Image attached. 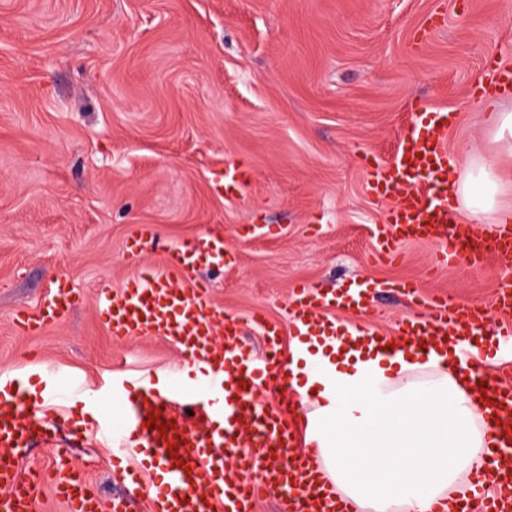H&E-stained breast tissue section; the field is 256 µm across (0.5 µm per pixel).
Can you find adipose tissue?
Returning a JSON list of instances; mask_svg holds the SVG:
<instances>
[{
	"mask_svg": "<svg viewBox=\"0 0 512 512\" xmlns=\"http://www.w3.org/2000/svg\"><path fill=\"white\" fill-rule=\"evenodd\" d=\"M500 176L493 163L472 164L456 191L473 220L512 211L498 208ZM291 364L295 387L315 394L314 437L337 489L372 512H433L462 475L478 465L485 443L477 405L449 376L450 358L376 349L343 351L337 340H313ZM319 363L309 374L306 365ZM425 367L435 374L416 380Z\"/></svg>",
	"mask_w": 512,
	"mask_h": 512,
	"instance_id": "obj_1",
	"label": "adipose tissue"
}]
</instances>
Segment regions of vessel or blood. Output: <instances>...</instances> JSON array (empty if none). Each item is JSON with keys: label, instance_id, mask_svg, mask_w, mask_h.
<instances>
[{"label": "vessel or blood", "instance_id": "obj_1", "mask_svg": "<svg viewBox=\"0 0 512 512\" xmlns=\"http://www.w3.org/2000/svg\"><path fill=\"white\" fill-rule=\"evenodd\" d=\"M478 95L512 93V70L487 67L474 89ZM414 125L393 160L377 167L369 182L374 199L390 203L391 228L379 248L393 260L405 241L430 245L437 265L464 264L473 270L495 263L498 279L491 306L456 303L436 295L386 333L363 323L383 283L363 281L345 291L322 292L306 284L293 287L291 333L332 336L333 309L359 315L352 324L355 347L403 346L435 353L455 349L467 363L464 388L480 397L487 433V460L459 497L453 512H512V350L487 354L482 325L490 312L498 321L493 339L512 347V226L487 230L449 219L448 148L444 134L455 121L449 110L413 107ZM250 170L244 163L225 169L212 187L225 198L238 197ZM231 244L220 226L169 249L165 269H144L119 290L101 289L98 302L115 339L159 336L176 347L182 363L165 380L112 377V390L101 396V416L79 426L80 434L113 445V465L137 490L145 512H256L271 501L277 512H357L324 476L313 439L312 402L285 381L288 360L280 348V327L256 310L251 320L264 335L263 359L245 352L238 341L240 321L226 315L199 283L201 263L223 262ZM81 295L56 280L44 298L45 309L17 311L14 324L34 331L57 322L80 302ZM281 385L276 404L263 402L269 382ZM44 401H81L77 381L52 373L42 377ZM157 412L165 430L149 429ZM54 422L21 389L16 377L0 375V512H34L43 484L52 485L69 512H126L124 499L109 501L91 491L71 458L54 457L51 477L23 479L20 460L34 438L51 441ZM161 481H145L144 470Z\"/></svg>", "mask_w": 512, "mask_h": 512}]
</instances>
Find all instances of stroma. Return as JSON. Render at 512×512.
Listing matches in <instances>:
<instances>
[{
  "instance_id": "obj_1",
  "label": "stroma",
  "mask_w": 512,
  "mask_h": 512,
  "mask_svg": "<svg viewBox=\"0 0 512 512\" xmlns=\"http://www.w3.org/2000/svg\"><path fill=\"white\" fill-rule=\"evenodd\" d=\"M491 55L512 68V0H0V373L51 368L94 397L117 367L165 377L179 353L157 336L114 339L98 292L162 268L168 248L213 224L234 251L198 278L242 320L263 309L287 325L298 283L491 302L494 264L437 268L422 244L376 261L389 206L368 187L369 162L392 159L421 102L457 115L449 182L471 158L492 161L512 208V155L470 93ZM243 159L245 196L212 194ZM136 233L157 239L138 264ZM61 275L81 304L18 330L15 312H37ZM57 444L104 499L129 496L111 447L65 425Z\"/></svg>"
}]
</instances>
